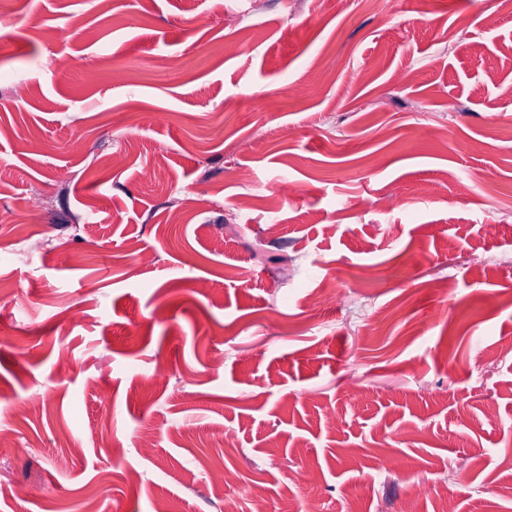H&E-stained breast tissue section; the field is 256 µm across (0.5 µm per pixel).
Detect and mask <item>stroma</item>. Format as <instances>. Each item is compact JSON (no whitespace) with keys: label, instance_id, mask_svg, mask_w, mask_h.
Segmentation results:
<instances>
[{"label":"stroma","instance_id":"35a3bbf8","mask_svg":"<svg viewBox=\"0 0 512 512\" xmlns=\"http://www.w3.org/2000/svg\"><path fill=\"white\" fill-rule=\"evenodd\" d=\"M503 126L512 0H0V512H512ZM205 476L212 487L213 493L224 500V509L226 512H234L232 507L234 499L235 481L233 477L223 469L207 470ZM233 490V491H231ZM232 492V493H231Z\"/></svg>","mask_w":512,"mask_h":512}]
</instances>
